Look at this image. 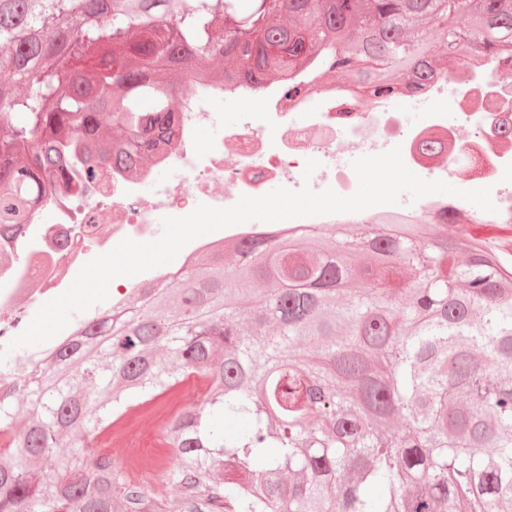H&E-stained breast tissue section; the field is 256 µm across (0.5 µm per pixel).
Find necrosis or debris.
I'll use <instances>...</instances> for the list:
<instances>
[{
	"instance_id": "4bbe7bcc",
	"label": "necrosis or debris",
	"mask_w": 512,
	"mask_h": 512,
	"mask_svg": "<svg viewBox=\"0 0 512 512\" xmlns=\"http://www.w3.org/2000/svg\"><path fill=\"white\" fill-rule=\"evenodd\" d=\"M509 70L512 62L491 58L456 91H449L445 77L429 83L425 94L434 108L413 126L399 112L398 99L387 93L367 110L358 87L309 88L302 76L301 92L290 96L278 83L192 86L174 102L179 126L174 149L162 151L145 141L150 164L102 169L79 195L44 202L28 223L0 233V349L25 330L38 306L71 285L75 267L106 253L109 239L158 238L156 213L182 217L201 204L227 208L236 194H260L272 182L349 196L358 185L352 161L396 146L405 165L423 179L464 177L490 188L496 223L512 224V93L504 94L501 79ZM245 99L257 103L263 123L240 110ZM219 100L237 106L235 119L208 152H198L199 133L217 122L213 108ZM431 136L446 145L436 159L419 150ZM310 158L320 166L307 179ZM107 222L108 239L101 234Z\"/></svg>"
}]
</instances>
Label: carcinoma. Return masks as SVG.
I'll list each match as a JSON object with an SVG mask.
<instances>
[{
    "label": "carcinoma",
    "mask_w": 512,
    "mask_h": 512,
    "mask_svg": "<svg viewBox=\"0 0 512 512\" xmlns=\"http://www.w3.org/2000/svg\"><path fill=\"white\" fill-rule=\"evenodd\" d=\"M383 25L382 85L418 57L475 67L512 44V20L488 0L478 21L437 33L408 0H373ZM347 43L368 20L343 0ZM310 13L281 0H7L0 7V228L26 223L45 190L65 196L102 164L122 166L147 127L174 133L168 67L189 84L204 63L317 79L349 56L312 37ZM23 86L19 95L15 87ZM155 100L152 115L142 99ZM117 136L102 140L103 114ZM426 217L347 224L340 234L284 231L197 257L173 288L134 293L45 353L27 376L29 425L0 463V512H512V263L468 232L433 236ZM368 248L373 284L347 252ZM470 257L458 268L453 258ZM419 281L386 287L399 268ZM209 394L162 429L181 486L171 500L126 477L109 456H80L76 437L153 400L189 375ZM16 393L0 392V431Z\"/></svg>",
    "instance_id": "cac0c4a2"
}]
</instances>
